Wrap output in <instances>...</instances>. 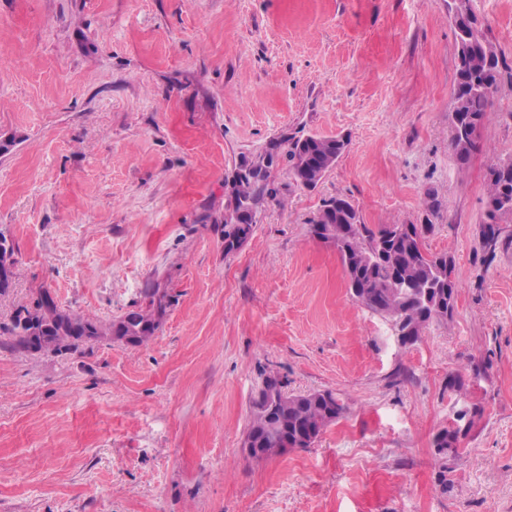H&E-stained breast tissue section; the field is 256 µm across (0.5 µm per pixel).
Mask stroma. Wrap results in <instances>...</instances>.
I'll list each match as a JSON object with an SVG mask.
<instances>
[{"label":"stroma","mask_w":512,"mask_h":512,"mask_svg":"<svg viewBox=\"0 0 512 512\" xmlns=\"http://www.w3.org/2000/svg\"><path fill=\"white\" fill-rule=\"evenodd\" d=\"M469 4L501 90L461 166L448 0H0V322L44 289L103 325L148 282L168 293L140 347L0 336V512H512V240L482 241L488 172L512 157V0ZM298 131L349 145L313 189L279 158L225 254L226 177ZM333 197L432 225L452 319L404 346L350 297L310 231ZM268 375L345 411L258 462L241 448ZM471 403L483 417L442 462L434 437ZM0 240L5 242V246L3 249L0 250V270H1V276H0V296L7 292L9 288L12 286L13 281V275L14 272L12 270H4L2 272V269L6 266V263H8L7 266H9L11 269L16 264V258L14 257V247L11 240L10 235L8 234V231H4L0 228ZM9 241L11 242L12 246L10 245ZM9 243V250L7 249L6 245Z\"/></svg>","instance_id":"stroma-1"}]
</instances>
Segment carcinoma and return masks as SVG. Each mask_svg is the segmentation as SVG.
Returning <instances> with one entry per match:
<instances>
[{"mask_svg":"<svg viewBox=\"0 0 512 512\" xmlns=\"http://www.w3.org/2000/svg\"><path fill=\"white\" fill-rule=\"evenodd\" d=\"M469 0H451L448 12L452 18L457 44L456 89L450 113V147L459 164L468 162L475 141L471 137L473 122H484L492 99L499 93V57L493 45L478 27ZM286 146L294 182L303 187L321 180L333 168L347 147L348 140L339 136H288L281 140ZM275 190L263 180H243L233 185L224 217V253L234 251L240 238H250L255 227V213L266 196ZM512 222V158L489 171L486 210L484 214V245L495 253L503 229ZM433 231L431 224H378L362 221L355 205L345 198H332L312 221L314 237L329 242L340 257L352 298L372 313L390 322L402 345L418 341L432 322L448 320V297H457L459 284L446 253H431L424 239ZM14 248L0 250V295L12 286ZM145 304L137 306L112 323L103 332L94 321L69 318L58 312L50 301L36 324L22 322L31 310H18L11 323L1 324L0 333L15 337V345L31 348L29 330L39 329L41 336L56 337V346L76 341L75 328H86L92 336H132L133 346L149 341L160 325L158 313L165 305L158 297L157 285L143 291ZM345 407L330 390L320 395L290 394L284 383L261 391L252 401L248 432L257 434L264 448H285L288 438L299 431L318 439L324 430L344 413ZM468 411L454 414L448 427L434 438L437 448H450L451 456L462 450L459 424ZM478 425L472 418L462 432L469 433Z\"/></svg>","mask_w":512,"mask_h":512,"instance_id":"1","label":"carcinoma"}]
</instances>
